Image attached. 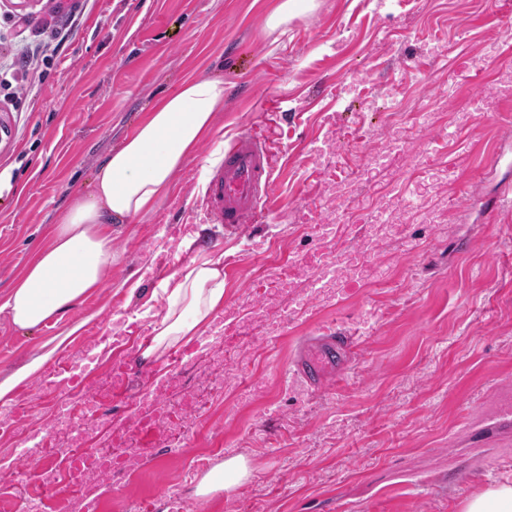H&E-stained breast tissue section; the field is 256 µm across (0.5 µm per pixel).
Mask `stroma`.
Returning a JSON list of instances; mask_svg holds the SVG:
<instances>
[{"label":"stroma","instance_id":"stroma-1","mask_svg":"<svg viewBox=\"0 0 512 512\" xmlns=\"http://www.w3.org/2000/svg\"><path fill=\"white\" fill-rule=\"evenodd\" d=\"M64 0H0V60L12 14L49 20ZM280 0H90L61 55L26 97L0 96V300L44 246L57 213L85 188L157 101L190 78L224 80L214 134L175 172L154 211L105 224L115 259L102 288L33 330L0 313V382L29 371L20 428L63 418L108 425L131 408L111 392L85 403L52 368L79 345L149 329L164 309L144 275L168 236H199L238 256L224 305L242 313L270 265L351 248L362 219L410 192L423 205L355 285L314 302L309 286L274 295L277 326L240 328L180 374L179 394L210 406L179 452L120 475L99 512H463L512 479V209L476 201L512 188V120L476 102L512 46L495 0H320L270 30ZM263 125L277 159L265 222L231 233L207 218L204 185L217 143ZM368 128L370 142L348 132ZM443 136L436 153L426 139ZM358 336L341 384L300 391L283 377L328 325ZM243 456L233 493L193 495L202 464Z\"/></svg>","mask_w":512,"mask_h":512}]
</instances>
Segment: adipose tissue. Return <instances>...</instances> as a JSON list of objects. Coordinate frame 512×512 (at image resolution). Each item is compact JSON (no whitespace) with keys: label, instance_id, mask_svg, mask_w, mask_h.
Returning <instances> with one entry per match:
<instances>
[{"label":"adipose tissue","instance_id":"obj_1","mask_svg":"<svg viewBox=\"0 0 512 512\" xmlns=\"http://www.w3.org/2000/svg\"><path fill=\"white\" fill-rule=\"evenodd\" d=\"M224 106L219 77L190 79L163 97L124 143L98 165L87 191L76 193L57 218L49 243L0 303L14 326L34 329L101 287L112 268V241L100 227L151 213L166 194L174 172L213 131L215 112ZM191 238L182 248L193 249ZM186 264L157 284L165 301L151 323L146 360L198 334L224 309V257L193 249ZM249 476L246 460L231 456L216 462L198 480L194 495L209 498L231 492Z\"/></svg>","mask_w":512,"mask_h":512}]
</instances>
